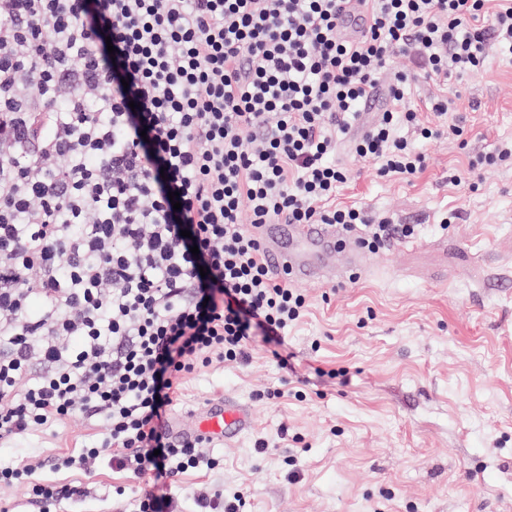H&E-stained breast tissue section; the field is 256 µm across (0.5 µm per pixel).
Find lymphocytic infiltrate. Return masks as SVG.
Returning <instances> with one entry per match:
<instances>
[{
  "label": "lymphocytic infiltrate",
  "mask_w": 512,
  "mask_h": 512,
  "mask_svg": "<svg viewBox=\"0 0 512 512\" xmlns=\"http://www.w3.org/2000/svg\"><path fill=\"white\" fill-rule=\"evenodd\" d=\"M339 2L0 0L1 442L97 419L95 443L53 467L110 460L145 479L136 512H160L164 485L204 461L203 439L165 433L182 380L247 362L252 337L282 344L307 308L255 226L328 224L371 253L414 235L333 206L352 177L336 134L389 58L410 57L351 149L415 177L417 139L464 130L424 121L406 85L479 71L488 41L512 46V0H366L353 43L336 36ZM34 82L61 107L44 109ZM31 475L1 468L0 484L27 485L39 512L85 494Z\"/></svg>",
  "instance_id": "f902f5d3"
}]
</instances>
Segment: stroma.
Returning <instances> with one entry per match:
<instances>
[{"label": "stroma", "instance_id": "obj_1", "mask_svg": "<svg viewBox=\"0 0 512 512\" xmlns=\"http://www.w3.org/2000/svg\"><path fill=\"white\" fill-rule=\"evenodd\" d=\"M443 96L445 122L464 135L421 141L426 165L412 181L380 176L379 161L339 141L336 162L357 176L337 204L416 232L356 277L300 284L308 309L288 329V368L258 340L248 362L216 360L183 381L171 417L194 424L206 401L226 396L253 423L206 445L214 468L178 476L167 512H196L195 493L216 484L243 491L246 512H512V160L483 168L474 189L454 182L474 157L512 145V49L490 44L455 95L428 79L406 89L420 110ZM99 428L74 416L0 444V466L88 486L57 512H133L141 480L131 472L50 464L81 453Z\"/></svg>", "mask_w": 512, "mask_h": 512}]
</instances>
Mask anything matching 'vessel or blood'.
Instances as JSON below:
<instances>
[{"instance_id": "vessel-or-blood-1", "label": "vessel or blood", "mask_w": 512, "mask_h": 512, "mask_svg": "<svg viewBox=\"0 0 512 512\" xmlns=\"http://www.w3.org/2000/svg\"><path fill=\"white\" fill-rule=\"evenodd\" d=\"M365 23L362 0H343L338 35L355 41ZM269 263L286 270L295 282H320L342 278L345 270L367 267L371 259L359 247L341 241L335 227L327 224H262L257 228ZM348 256L346 269L333 267L337 254ZM252 422L250 409L231 399L210 400L205 403L193 431H186L180 422H172L167 430L173 440L191 439L201 434L223 439H235L247 431Z\"/></svg>"}]
</instances>
